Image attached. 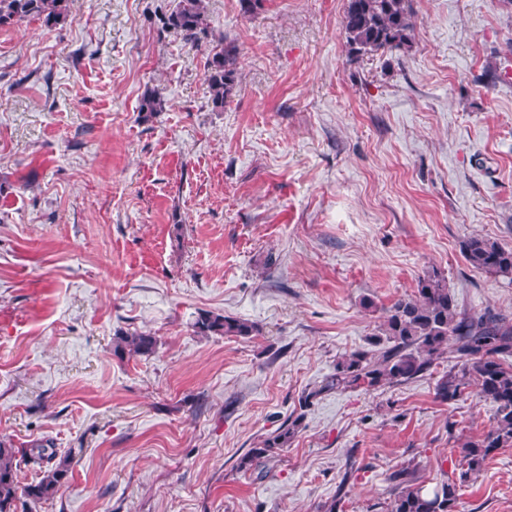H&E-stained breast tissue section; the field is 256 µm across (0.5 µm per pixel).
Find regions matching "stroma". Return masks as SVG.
<instances>
[{"mask_svg": "<svg viewBox=\"0 0 512 512\" xmlns=\"http://www.w3.org/2000/svg\"><path fill=\"white\" fill-rule=\"evenodd\" d=\"M176 3L69 0L59 25L0 28V437L72 459L15 512H385L402 467L458 479L494 410L472 388L436 399L451 362L322 385L427 271L512 317V284L462 250L512 249V0H411V48L358 60L346 0H205L201 50L162 27ZM225 41L238 83L217 112ZM205 311L259 332L199 334ZM119 331L155 352L115 356ZM292 419L264 478L239 469ZM459 494L457 512H512V447ZM238 55V47L233 42L221 43L213 47L208 54L205 81L215 111H223L224 106L234 95L237 87Z\"/></svg>", "mask_w": 512, "mask_h": 512, "instance_id": "35a3bbf8", "label": "stroma"}]
</instances>
